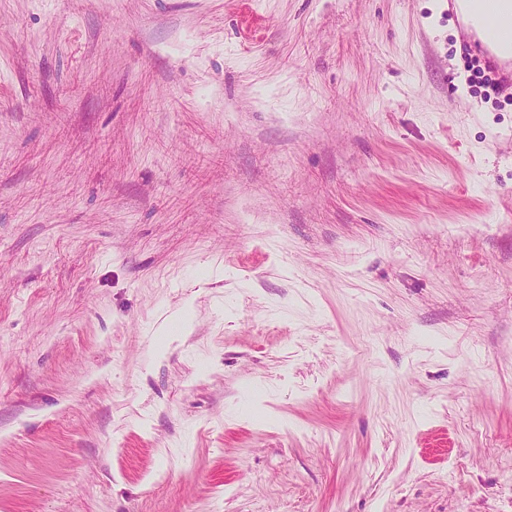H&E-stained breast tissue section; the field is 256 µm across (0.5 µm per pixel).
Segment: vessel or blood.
<instances>
[{
    "label": "vessel or blood",
    "instance_id": "obj_1",
    "mask_svg": "<svg viewBox=\"0 0 512 512\" xmlns=\"http://www.w3.org/2000/svg\"><path fill=\"white\" fill-rule=\"evenodd\" d=\"M448 12L463 16L478 32L476 52L503 88L512 87V0H448Z\"/></svg>",
    "mask_w": 512,
    "mask_h": 512
}]
</instances>
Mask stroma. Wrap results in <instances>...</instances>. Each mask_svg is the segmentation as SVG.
I'll return each instance as SVG.
<instances>
[{"label":"stroma","instance_id":"35a3bbf8","mask_svg":"<svg viewBox=\"0 0 512 512\" xmlns=\"http://www.w3.org/2000/svg\"><path fill=\"white\" fill-rule=\"evenodd\" d=\"M473 55L444 0H0V512H512ZM192 322L191 311L188 307L171 312L169 316L154 329V336L166 339L170 336L182 335Z\"/></svg>","mask_w":512,"mask_h":512}]
</instances>
